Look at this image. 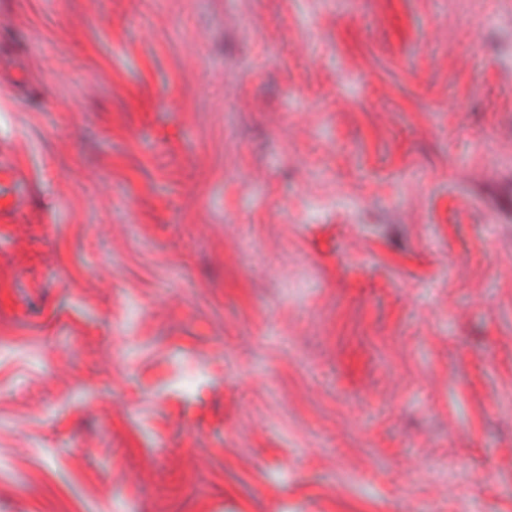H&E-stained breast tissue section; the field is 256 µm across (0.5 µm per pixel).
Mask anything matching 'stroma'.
I'll use <instances>...</instances> for the list:
<instances>
[{
  "instance_id": "stroma-1",
  "label": "stroma",
  "mask_w": 512,
  "mask_h": 512,
  "mask_svg": "<svg viewBox=\"0 0 512 512\" xmlns=\"http://www.w3.org/2000/svg\"><path fill=\"white\" fill-rule=\"evenodd\" d=\"M0 512H512V0H0Z\"/></svg>"
}]
</instances>
